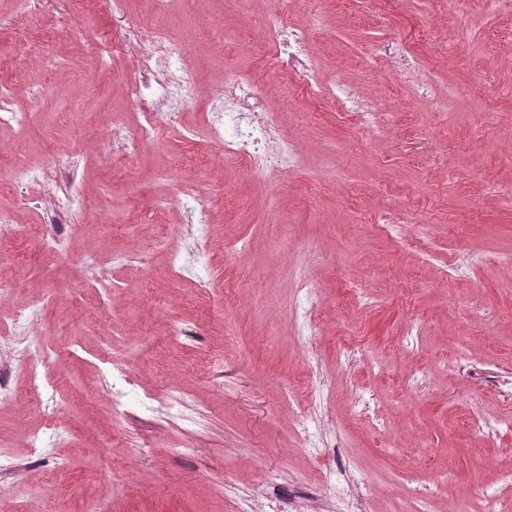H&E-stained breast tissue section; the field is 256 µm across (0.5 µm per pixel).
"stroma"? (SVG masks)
<instances>
[{
    "mask_svg": "<svg viewBox=\"0 0 512 512\" xmlns=\"http://www.w3.org/2000/svg\"><path fill=\"white\" fill-rule=\"evenodd\" d=\"M164 17L203 93L127 160L135 62L112 58L111 0H0V77L17 109L40 94L26 132L0 124V304L46 306L31 336L0 321V512H258L267 474L328 488L324 512L353 483L370 512L421 492L429 512L481 494L512 512V0H171ZM287 24L335 100L277 65ZM230 70L256 76L294 171L255 178L199 131ZM182 178L209 223L157 206ZM36 347L57 359L33 392ZM109 359L140 384L118 414ZM307 382L303 421L288 387Z\"/></svg>",
    "mask_w": 512,
    "mask_h": 512,
    "instance_id": "35a3bbf8",
    "label": "stroma"
}]
</instances>
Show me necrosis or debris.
<instances>
[{
  "label": "necrosis or debris",
  "instance_id": "1",
  "mask_svg": "<svg viewBox=\"0 0 512 512\" xmlns=\"http://www.w3.org/2000/svg\"><path fill=\"white\" fill-rule=\"evenodd\" d=\"M272 42L285 47L289 72L305 90L322 93L321 77L306 63L305 33L282 27L274 31ZM123 49L135 53L138 67L129 98L140 118L126 137V148L134 154L143 144L159 140L175 121L173 106L193 101L197 91L186 44L172 39L160 18L128 19ZM221 97L223 113L207 112L201 118L210 142L221 154L244 160L258 177L298 166L292 144L277 132L276 116L260 108L256 86L248 75L226 72Z\"/></svg>",
  "mask_w": 512,
  "mask_h": 512
}]
</instances>
